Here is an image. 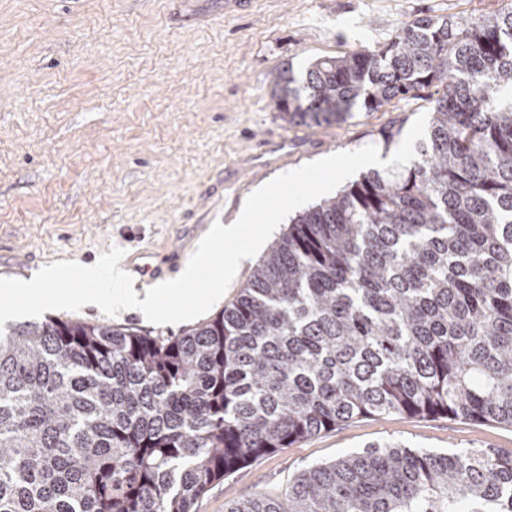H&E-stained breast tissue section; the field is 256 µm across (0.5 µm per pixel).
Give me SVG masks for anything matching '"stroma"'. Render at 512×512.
<instances>
[{
    "mask_svg": "<svg viewBox=\"0 0 512 512\" xmlns=\"http://www.w3.org/2000/svg\"><path fill=\"white\" fill-rule=\"evenodd\" d=\"M508 0H0V278L90 266L111 247L193 254L190 227L236 221L274 177L345 151L393 153L385 132L430 114V91L345 123L296 126L271 78L389 43L418 17L485 18ZM399 441L512 452V428L385 414L253 460L196 512L244 492L282 494L302 468Z\"/></svg>",
    "mask_w": 512,
    "mask_h": 512,
    "instance_id": "35a3bbf8",
    "label": "stroma"
}]
</instances>
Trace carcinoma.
<instances>
[{"instance_id": "1", "label": "carcinoma", "mask_w": 512, "mask_h": 512, "mask_svg": "<svg viewBox=\"0 0 512 512\" xmlns=\"http://www.w3.org/2000/svg\"><path fill=\"white\" fill-rule=\"evenodd\" d=\"M272 84L303 126L436 98L411 166L291 218L212 319L4 328L0 512H195L227 472L367 416L512 427V2ZM225 512H512V453L370 445Z\"/></svg>"}]
</instances>
